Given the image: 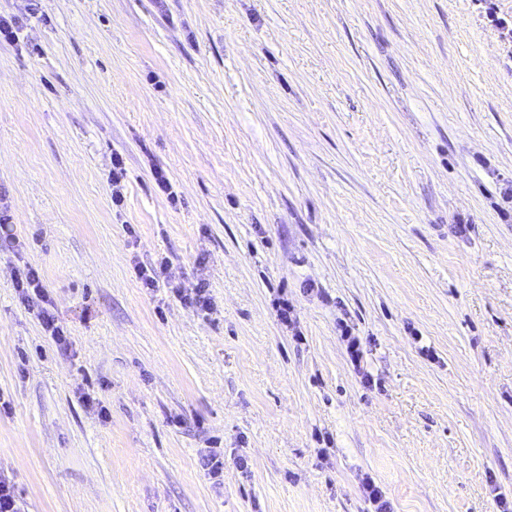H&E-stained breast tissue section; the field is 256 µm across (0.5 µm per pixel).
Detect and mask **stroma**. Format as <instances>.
Listing matches in <instances>:
<instances>
[{"label":"stroma","instance_id":"stroma-1","mask_svg":"<svg viewBox=\"0 0 512 512\" xmlns=\"http://www.w3.org/2000/svg\"><path fill=\"white\" fill-rule=\"evenodd\" d=\"M0 16V475L29 512H369L368 479L394 512H500L512 0ZM27 265L67 346L21 302ZM200 282L207 316L173 293Z\"/></svg>","mask_w":512,"mask_h":512}]
</instances>
